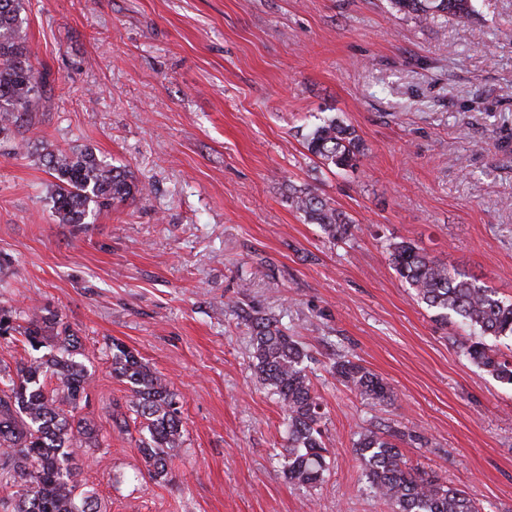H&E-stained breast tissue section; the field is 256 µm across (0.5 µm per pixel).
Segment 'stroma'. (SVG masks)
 Listing matches in <instances>:
<instances>
[{
	"label": "stroma",
	"mask_w": 512,
	"mask_h": 512,
	"mask_svg": "<svg viewBox=\"0 0 512 512\" xmlns=\"http://www.w3.org/2000/svg\"><path fill=\"white\" fill-rule=\"evenodd\" d=\"M420 26L389 0H24L38 71L0 141V305L57 311L90 360L87 418L129 400L109 346L136 349L183 401L170 482L110 432L83 477L110 512H389L366 489L362 424L413 432L406 459L512 512V386L467 361L392 268L410 240L512 298V0ZM351 124L358 168L319 169L304 137ZM90 148L148 182L93 224L57 223L28 146ZM311 186L354 224L327 238L288 202ZM273 313L311 355L331 472L290 483L282 407L238 309ZM393 387L370 404L336 355Z\"/></svg>",
	"instance_id": "1"
}]
</instances>
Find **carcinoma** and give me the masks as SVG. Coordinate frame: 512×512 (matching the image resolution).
I'll return each mask as SVG.
<instances>
[{"mask_svg": "<svg viewBox=\"0 0 512 512\" xmlns=\"http://www.w3.org/2000/svg\"><path fill=\"white\" fill-rule=\"evenodd\" d=\"M392 9L423 26L438 19L466 21L471 0H390ZM23 0H0V136L27 121L38 91L32 51L22 36ZM307 151L320 166L346 171L366 156L353 126L325 117L305 135ZM38 159L55 178L53 213L60 224L83 226L97 212L134 199L146 182L122 167L99 159L88 149H61L41 144ZM288 201L310 224L331 239L352 235L355 225L310 188H289ZM398 276L435 315L454 319L470 339L462 354L498 381L512 385V360L484 338L512 340V299L485 282L431 258L411 242L388 246ZM252 331L253 367L260 382L284 407L287 442L282 473L308 487L322 484L330 473L331 451L323 440L324 411L309 377L311 354L288 333L281 319L264 311L244 316ZM0 339L22 344L15 368L0 365V512H103L96 494L84 487L85 449L100 448L107 435L81 411L89 404L88 358L79 337L61 315L47 308L16 314L0 307ZM112 376L132 395L131 414H112V427L122 432L139 427L138 443L148 475L166 481L171 462L184 443L182 402L168 383L136 352L114 341ZM330 372L346 388L371 403L392 400L387 382L360 362L339 354ZM353 447L371 493L390 512H482L464 488L412 466L397 441L408 433L371 424L355 432Z\"/></svg>", "mask_w": 512, "mask_h": 512, "instance_id": "carcinoma-1", "label": "carcinoma"}]
</instances>
